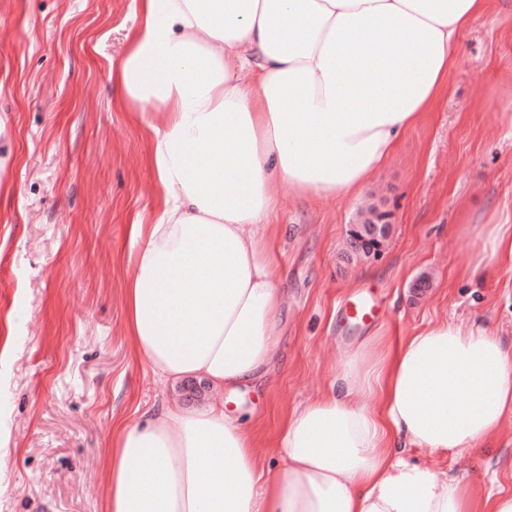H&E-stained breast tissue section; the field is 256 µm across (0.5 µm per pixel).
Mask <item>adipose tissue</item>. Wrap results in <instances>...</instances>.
Returning <instances> with one entry per match:
<instances>
[{"instance_id": "ef3b65f1", "label": "adipose tissue", "mask_w": 512, "mask_h": 512, "mask_svg": "<svg viewBox=\"0 0 512 512\" xmlns=\"http://www.w3.org/2000/svg\"><path fill=\"white\" fill-rule=\"evenodd\" d=\"M487 0H139L115 105L152 131L161 213L130 227L125 330L155 378L237 393L267 363L280 294L264 244L276 183L359 190L438 101L458 34ZM512 272V224L468 268ZM512 420V345L441 319L342 358L296 406L266 470L223 406L160 404L119 425L104 512H476V490L423 465Z\"/></svg>"}]
</instances>
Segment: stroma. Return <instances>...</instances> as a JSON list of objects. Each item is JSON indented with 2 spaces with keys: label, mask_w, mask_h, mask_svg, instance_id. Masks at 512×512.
Instances as JSON below:
<instances>
[{
  "label": "stroma",
  "mask_w": 512,
  "mask_h": 512,
  "mask_svg": "<svg viewBox=\"0 0 512 512\" xmlns=\"http://www.w3.org/2000/svg\"><path fill=\"white\" fill-rule=\"evenodd\" d=\"M140 22L137 0H0V412L12 454L0 512H102L112 424L141 410L223 402L251 411L266 464L283 415L330 389L345 350L451 318L512 344V273L463 270L484 225L512 220V0H490L458 37L448 87L360 192L300 196L275 187L278 336L262 377L198 398L130 359L124 327L128 226L159 215L143 161L150 129L116 109L113 73ZM388 212L376 256L350 224ZM369 294L380 319L345 304ZM428 465L466 476L480 498L512 493V421L482 447Z\"/></svg>",
  "instance_id": "35a3bbf8"
}]
</instances>
